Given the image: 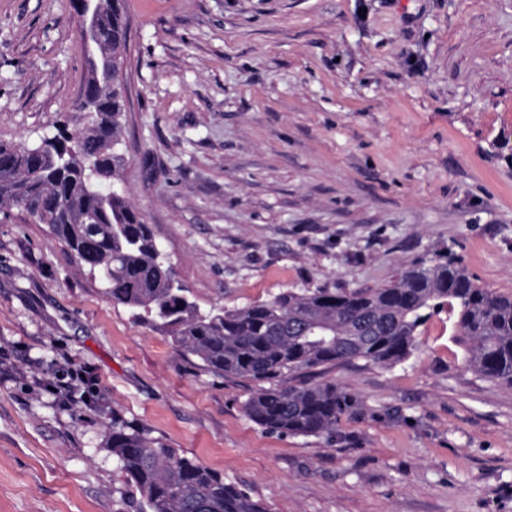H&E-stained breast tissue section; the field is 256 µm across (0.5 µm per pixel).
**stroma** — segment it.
Here are the masks:
<instances>
[{"mask_svg":"<svg viewBox=\"0 0 512 512\" xmlns=\"http://www.w3.org/2000/svg\"><path fill=\"white\" fill-rule=\"evenodd\" d=\"M120 171L202 307L380 288L437 255L512 294V0H126ZM72 0H0V141L84 122ZM447 313L394 366L311 379L334 435L272 433L254 382L178 353L47 225L0 207V512H147L113 421L268 512H512V389Z\"/></svg>","mask_w":512,"mask_h":512,"instance_id":"1","label":"stroma"}]
</instances>
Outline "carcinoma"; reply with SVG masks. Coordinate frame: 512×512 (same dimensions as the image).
<instances>
[{
	"instance_id": "cac0c4a2",
	"label": "carcinoma",
	"mask_w": 512,
	"mask_h": 512,
	"mask_svg": "<svg viewBox=\"0 0 512 512\" xmlns=\"http://www.w3.org/2000/svg\"><path fill=\"white\" fill-rule=\"evenodd\" d=\"M100 39L85 50L84 127L32 144L0 143V203L19 205L104 285L110 301L169 337L212 371L257 383L244 414L268 431L333 435L355 401L303 374L328 363L406 361L416 336L442 310L467 341V364L512 388V294L479 287L463 261L440 255L405 268L381 288L286 291L240 308L200 309L175 277L143 214L118 180L128 103L125 0L98 2ZM112 456L150 512H268L245 490L145 432L112 426Z\"/></svg>"
}]
</instances>
